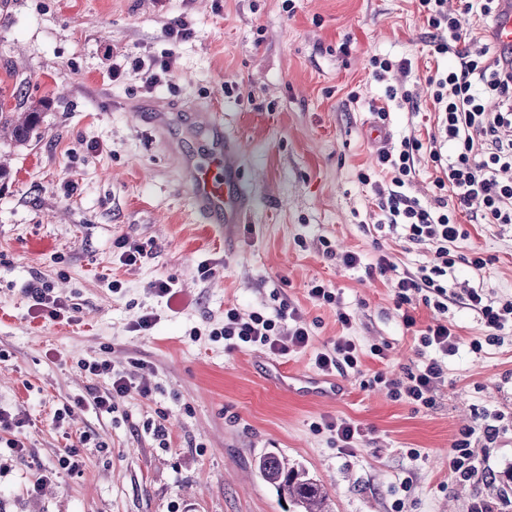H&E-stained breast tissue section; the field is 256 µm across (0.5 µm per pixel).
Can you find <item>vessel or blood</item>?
<instances>
[{
	"instance_id": "vessel-or-blood-1",
	"label": "vessel or blood",
	"mask_w": 512,
	"mask_h": 512,
	"mask_svg": "<svg viewBox=\"0 0 512 512\" xmlns=\"http://www.w3.org/2000/svg\"><path fill=\"white\" fill-rule=\"evenodd\" d=\"M491 39L497 48L512 47V0H501ZM195 122L206 142L199 154L184 161L191 204L204 223H240L248 209V192L237 175L239 143L225 133L218 113L198 111Z\"/></svg>"
}]
</instances>
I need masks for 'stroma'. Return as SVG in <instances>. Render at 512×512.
<instances>
[{
  "mask_svg": "<svg viewBox=\"0 0 512 512\" xmlns=\"http://www.w3.org/2000/svg\"><path fill=\"white\" fill-rule=\"evenodd\" d=\"M177 16L193 34L174 45L163 30ZM429 39L415 0H6L0 86L22 85L26 101L49 107L38 143H0L10 169L0 179V408L29 431L24 454L0 447V512H296L256 468L268 452L320 480L331 512H393L398 500L403 512H469L477 500L512 512V332L449 359L433 406L413 410L371 380L415 367L414 331L435 311L417 304L407 328L382 278L334 258L352 250L371 263L384 250L402 270L426 260L377 231L381 212L357 174L375 162L371 108L384 94L367 68L372 55L414 65L407 87L421 114L393 110L388 135L436 133ZM169 52L170 72L146 90L130 58ZM158 100L223 116L251 195L241 224L222 229L192 213L183 158L203 135L188 122L157 134L144 112ZM467 230L455 252L478 249L492 262L479 273L457 263L458 281L512 299V228ZM123 238L149 244L137 265L121 263ZM203 263L214 276L203 278ZM162 276L176 284L172 298L149 289ZM36 279L74 307L70 322L36 312L25 293ZM317 280L339 289L340 306L308 298ZM284 304L299 309L314 348L344 333L356 343L361 371L337 377L335 398L269 380L274 363L313 374L310 353H228L209 335L225 308L271 313ZM340 308L350 329L336 321ZM146 314L156 318L152 329L135 330ZM381 343L382 359L370 353ZM101 360L144 361L151 397L130 394L109 415L77 406L56 428L63 403L108 388L83 368ZM494 412L502 416L496 442L475 447L487 478L452 480L448 451L460 431ZM328 416L370 428L353 455L313 429ZM150 422L165 424L167 445ZM74 443L78 468L60 469L61 450Z\"/></svg>",
  "mask_w": 512,
  "mask_h": 512,
  "instance_id": "obj_1",
  "label": "stroma"
}]
</instances>
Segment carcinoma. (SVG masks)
Returning a JSON list of instances; mask_svg holds the SVG:
<instances>
[{"mask_svg":"<svg viewBox=\"0 0 512 512\" xmlns=\"http://www.w3.org/2000/svg\"><path fill=\"white\" fill-rule=\"evenodd\" d=\"M40 123L41 110L33 105L0 112V140L6 139L17 147L26 146L41 138ZM258 469L278 495L289 499L300 512H328L326 488L305 470L289 465L288 460L276 455L260 458Z\"/></svg>","mask_w":512,"mask_h":512,"instance_id":"1","label":"carcinoma"}]
</instances>
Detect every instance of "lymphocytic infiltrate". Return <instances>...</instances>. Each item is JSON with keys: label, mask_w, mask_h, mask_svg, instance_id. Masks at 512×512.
I'll list each match as a JSON object with an SVG mask.
<instances>
[{"label": "lymphocytic infiltrate", "mask_w": 512, "mask_h": 512, "mask_svg": "<svg viewBox=\"0 0 512 512\" xmlns=\"http://www.w3.org/2000/svg\"><path fill=\"white\" fill-rule=\"evenodd\" d=\"M461 12L447 8V0H418V9L431 28L430 43L436 56H452L455 62L444 70L426 76L427 90L437 114V135L421 140L412 133L399 143L382 142L376 149V167L384 180L360 173L369 185L382 213L380 226L389 233L419 246L430 258L416 271L396 275L392 256L379 254L376 261L364 263L355 251L338 254V264L347 269L364 268L367 275L387 278L396 305L409 303L411 293L422 294L426 306L434 308L441 318L423 329H416V319L404 314L407 327L415 328L418 339L416 368L405 378L388 379L375 374L373 381L385 385L394 400L414 409L430 408L432 393L448 368L450 357L462 347L480 352L483 346L496 345L504 331H512V301L489 299L478 286L457 285L454 275L459 259L453 246L467 238L468 231L457 220L460 212L470 214L474 224H512V49L490 51L483 39L464 33L461 15L494 18L499 0H462ZM372 78L385 86L384 105L376 107L379 120H386L390 107H404L413 98L405 87L392 84L394 74L410 75L412 62L397 61L375 55L369 60ZM494 97L500 102L496 112L487 111L485 101ZM437 163L441 174L434 181V199L424 204L406 194V187L416 175L422 157ZM463 304L476 315L486 331L484 339L464 342L446 314L450 306ZM336 320L344 334L331 346L313 351V365L323 375H344L358 370L359 350L345 331L351 325L349 314L337 311ZM224 339L225 351L245 347H264L285 356L312 351V334L305 327L296 308L285 305L275 314L260 311L247 314L231 307L224 311V324L217 330ZM95 376L112 380L107 391L90 389L89 404L99 413L117 411V401L137 393L142 398L152 394L150 387L133 386L127 374L111 362L88 364ZM499 415L491 414L480 428L462 430L449 454L448 464L453 479L478 480L485 469L472 445L478 441L493 442L498 431Z\"/></svg>", "instance_id": "1"}]
</instances>
